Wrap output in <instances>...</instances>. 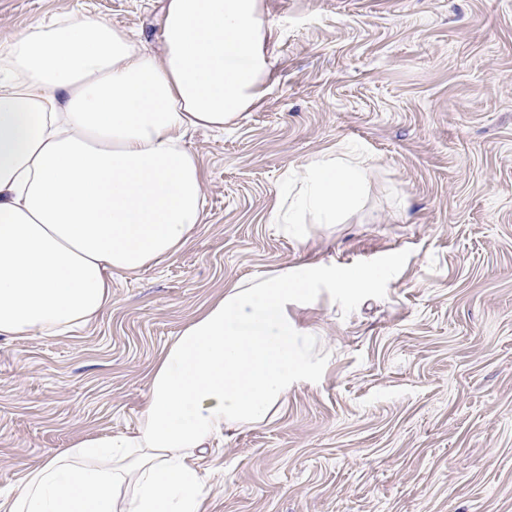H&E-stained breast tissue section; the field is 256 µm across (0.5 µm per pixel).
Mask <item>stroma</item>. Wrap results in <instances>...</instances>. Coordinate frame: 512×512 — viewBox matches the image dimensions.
I'll return each mask as SVG.
<instances>
[{
    "instance_id": "35a3bbf8",
    "label": "stroma",
    "mask_w": 512,
    "mask_h": 512,
    "mask_svg": "<svg viewBox=\"0 0 512 512\" xmlns=\"http://www.w3.org/2000/svg\"><path fill=\"white\" fill-rule=\"evenodd\" d=\"M160 0H0V44L89 11L161 48ZM261 99L188 138L204 220L172 258L112 275L64 336L0 338V494L93 433H131L161 351L226 286L303 263L369 267L290 313L318 375L275 422L196 454L208 512H512V0H264ZM372 160L360 203L268 218L320 155Z\"/></svg>"
}]
</instances>
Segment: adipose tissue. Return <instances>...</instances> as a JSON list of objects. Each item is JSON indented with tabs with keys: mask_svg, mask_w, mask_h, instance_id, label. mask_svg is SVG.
Listing matches in <instances>:
<instances>
[{
	"mask_svg": "<svg viewBox=\"0 0 512 512\" xmlns=\"http://www.w3.org/2000/svg\"><path fill=\"white\" fill-rule=\"evenodd\" d=\"M161 52L86 12L0 47V338L93 321L112 274L180 252L203 221L188 134L220 130L263 95L272 29L263 0H164ZM368 157L324 154L272 223L305 244V216L355 203ZM369 272L308 264L225 288L162 351L138 428L90 435L28 467L0 512H202L191 457L269 424L313 376L312 337L288 309L320 284L372 287Z\"/></svg>",
	"mask_w": 512,
	"mask_h": 512,
	"instance_id": "obj_1",
	"label": "adipose tissue"
}]
</instances>
